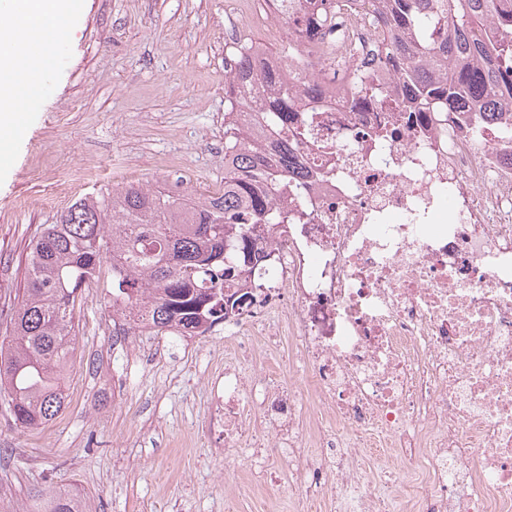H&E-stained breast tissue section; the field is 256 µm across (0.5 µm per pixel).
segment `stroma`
<instances>
[{
  "label": "stroma",
  "instance_id": "obj_1",
  "mask_svg": "<svg viewBox=\"0 0 512 512\" xmlns=\"http://www.w3.org/2000/svg\"><path fill=\"white\" fill-rule=\"evenodd\" d=\"M250 0H74L65 56L40 103L19 112L0 162V311L27 281L31 238L67 201L42 205L58 179L95 160L101 183L171 185L202 198L224 183L227 18ZM112 281L81 289L67 406L49 423L15 427L0 409V512H24L34 487L79 490L92 512H297L287 462L254 498L240 496L246 448H217L203 427L222 359L274 370L288 385L291 336L251 351L248 330L140 336L112 321Z\"/></svg>",
  "mask_w": 512,
  "mask_h": 512
}]
</instances>
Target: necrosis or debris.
I'll return each mask as SVG.
<instances>
[{
    "instance_id": "obj_1",
    "label": "necrosis or debris",
    "mask_w": 512,
    "mask_h": 512,
    "mask_svg": "<svg viewBox=\"0 0 512 512\" xmlns=\"http://www.w3.org/2000/svg\"><path fill=\"white\" fill-rule=\"evenodd\" d=\"M300 0H255L253 25L280 38ZM378 20L344 0L338 27L303 31L290 60L297 108L317 123L297 159L318 170L303 223L267 230L278 260L245 325L264 343L292 336L294 379L224 368L206 422L214 445H249L252 495L274 475L242 413L260 410L287 456L302 507L336 512H512V141L440 112H398L396 70L378 63ZM386 102L350 98L356 80ZM372 448L399 465L395 487L366 479Z\"/></svg>"
}]
</instances>
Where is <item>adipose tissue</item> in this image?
<instances>
[{
	"mask_svg": "<svg viewBox=\"0 0 512 512\" xmlns=\"http://www.w3.org/2000/svg\"><path fill=\"white\" fill-rule=\"evenodd\" d=\"M72 0H0V130L9 131L24 102L17 77L30 72L41 81L52 78L51 70L35 65L23 47L43 45L70 13Z\"/></svg>",
	"mask_w": 512,
	"mask_h": 512,
	"instance_id": "adipose-tissue-1",
	"label": "adipose tissue"
}]
</instances>
